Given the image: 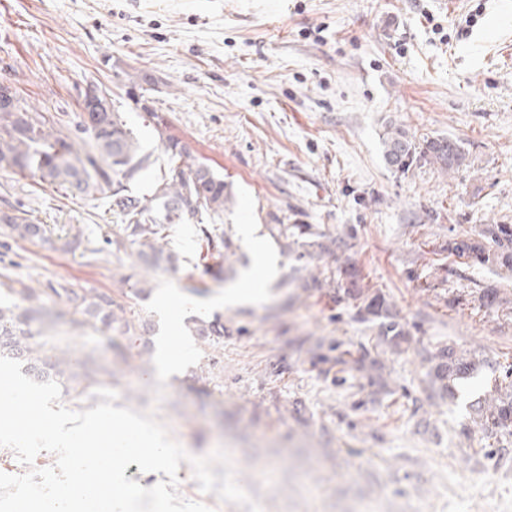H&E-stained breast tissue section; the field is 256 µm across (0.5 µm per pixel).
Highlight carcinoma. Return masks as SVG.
<instances>
[{
    "instance_id": "1",
    "label": "carcinoma",
    "mask_w": 512,
    "mask_h": 512,
    "mask_svg": "<svg viewBox=\"0 0 512 512\" xmlns=\"http://www.w3.org/2000/svg\"><path fill=\"white\" fill-rule=\"evenodd\" d=\"M147 72L123 73L128 92L152 84ZM14 103L0 106V168L46 183L69 194L92 196L110 193L112 211L121 218L116 238L104 244L121 250L125 244H138L140 264L145 268L174 269L180 259L167 250V230L175 224H196L201 240L215 259L224 258L230 247L224 232L203 222L205 216H219L230 202L231 193L224 176L198 160L187 143L168 133V123L157 111L142 105L153 119L166 165L155 177L151 192L139 195L129 184L151 165V155L140 150L119 112H92L81 118V127L90 134L87 149L80 152L68 135L54 127V121L18 95ZM386 165L401 173L423 161L451 172L466 165L464 143L447 137L425 138L416 142L404 128L389 124L383 137ZM12 237L45 239L46 225L34 224L25 213L13 210L4 221ZM448 252L468 264L494 265L512 270V225L488 224L479 235H458L448 241ZM350 294L363 300L365 314L382 317L381 335L396 340L402 335L398 324L389 320L385 299L379 294L363 295L357 288L356 273H350ZM54 296L60 304L44 309L43 299ZM54 321L65 318L78 326L101 325L115 336L135 333L151 336L154 324L143 317L132 302H119L105 292L77 291L66 284L46 288H6L0 297V356L19 360L24 373L38 382L56 381L71 400L94 397L95 390L112 380V367L101 366L92 356L77 363L45 350L46 329L35 325L43 311ZM191 335L217 342L224 337V320L194 317L188 322ZM475 362L457 355L451 348L440 352V362L431 372L432 382L450 390L455 382L470 374ZM483 434H512V382L508 390L494 387L478 409Z\"/></svg>"
}]
</instances>
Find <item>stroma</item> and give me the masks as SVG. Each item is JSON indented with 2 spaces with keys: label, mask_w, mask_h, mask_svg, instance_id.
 <instances>
[{
  "label": "stroma",
  "mask_w": 512,
  "mask_h": 512,
  "mask_svg": "<svg viewBox=\"0 0 512 512\" xmlns=\"http://www.w3.org/2000/svg\"><path fill=\"white\" fill-rule=\"evenodd\" d=\"M122 70L154 75L151 108L223 175L233 202L218 225L233 253L223 278L207 274L197 226L177 224L181 264L145 275L139 307L156 336L176 326L181 374L158 376L136 335L114 361L112 333L66 320L49 328V353L111 363L117 406L155 413L191 455L224 448L262 512H482L489 499L512 512V436L472 429L479 399L512 372V272L448 254L457 233L512 224V0H0V82L78 141L80 91L98 83L160 157ZM392 123L462 140L469 165L389 169ZM11 209L49 238L0 234V289L60 281L125 301L137 246L94 257L62 240L116 235L107 195L2 169L0 211ZM259 247L273 262L266 288L225 300ZM350 266L384 294L400 350L350 296ZM487 289L502 306L483 305ZM216 313L213 347L186 325ZM449 346L478 363L452 395L428 375Z\"/></svg>",
  "instance_id": "1"
}]
</instances>
